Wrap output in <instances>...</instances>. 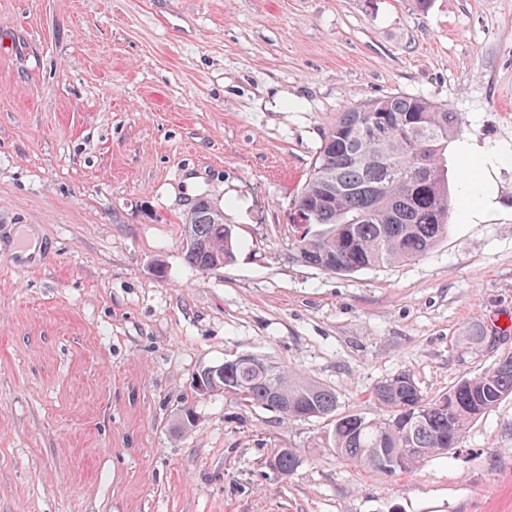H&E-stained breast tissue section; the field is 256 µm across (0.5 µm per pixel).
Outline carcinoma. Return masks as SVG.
<instances>
[{
    "label": "carcinoma",
    "mask_w": 512,
    "mask_h": 512,
    "mask_svg": "<svg viewBox=\"0 0 512 512\" xmlns=\"http://www.w3.org/2000/svg\"><path fill=\"white\" fill-rule=\"evenodd\" d=\"M460 125L458 113L406 94L339 113L293 203L308 218L292 225L302 261L329 273H352L412 261L435 248L448 235V144ZM185 234L194 242L185 259L199 271L212 270L219 255L226 265L234 261L233 225L207 198L197 199ZM208 389L290 420H329L330 451L392 476L461 447L475 420L512 397V352L439 397L425 395L409 373L385 379L372 388L382 414L371 419L336 414L334 391L254 354L224 360ZM300 462L296 448H279L267 460L283 477Z\"/></svg>",
    "instance_id": "cac0c4a2"
}]
</instances>
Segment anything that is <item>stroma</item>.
<instances>
[{"mask_svg": "<svg viewBox=\"0 0 512 512\" xmlns=\"http://www.w3.org/2000/svg\"><path fill=\"white\" fill-rule=\"evenodd\" d=\"M398 93L462 117L447 237L303 263L289 213L324 132ZM466 148L492 193L469 220ZM202 196L238 242L206 273L184 250ZM481 326L512 352V0H0V512H512V397L387 477L326 421L193 389L262 355L371 418L378 381L436 396L490 367ZM278 448L267 460L269 468L273 469L277 474L287 477L297 470L301 462V455L298 449Z\"/></svg>", "mask_w": 512, "mask_h": 512, "instance_id": "obj_1", "label": "stroma"}]
</instances>
